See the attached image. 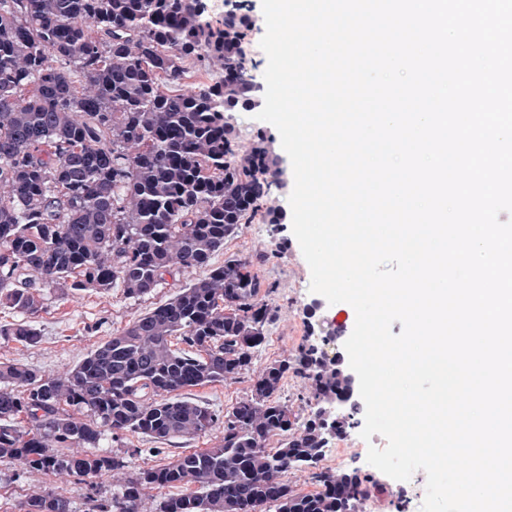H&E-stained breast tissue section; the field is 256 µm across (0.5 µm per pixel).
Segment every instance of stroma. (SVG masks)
<instances>
[{"mask_svg": "<svg viewBox=\"0 0 512 512\" xmlns=\"http://www.w3.org/2000/svg\"><path fill=\"white\" fill-rule=\"evenodd\" d=\"M253 108H237L225 119L243 146H251L258 136H265L269 147L278 151V184L268 200L270 209L282 215L281 223L257 217L242 225L238 234L228 239L222 252L216 253L210 266L222 265L226 256L235 255L252 262L254 272L271 287L269 303L277 309L274 321L267 326L265 341L255 359V369L270 362L287 359L303 342L317 344L327 355H344V344L352 333L356 315L346 303L329 304L320 294L311 292V271L292 231L289 196L293 189V172L286 152L277 148L280 135L270 123L257 120ZM210 266L166 277L149 295L132 299L123 289L106 292L72 291L67 296H47L44 308L34 325L41 341L27 347L0 340V362H20L38 374L54 376L73 367L91 350L110 336L121 333L149 310L172 298L191 280L204 278ZM251 394V381L242 378L234 383H207L191 390L196 401L224 410ZM364 413H357L345 438L331 441L323 450L319 469L332 472L358 470L371 477L379 491L378 512H421L425 496L426 474L416 471L409 480L398 481L383 474L367 462L369 446L384 447L386 440L373 435L363 440ZM223 436L222 429L180 438L161 444L149 437L125 433L119 438L104 435L103 451L124 457L125 472L133 476L140 471L164 464L174 456L212 447ZM43 490H53L70 497L74 512H96L94 504L112 496V475L99 473L78 484L73 479L53 475H32L20 464L0 458V512H16L17 503Z\"/></svg>", "mask_w": 512, "mask_h": 512, "instance_id": "35a3bbf8", "label": "stroma"}]
</instances>
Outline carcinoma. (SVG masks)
Returning a JSON list of instances; mask_svg holds the SVG:
<instances>
[{
    "mask_svg": "<svg viewBox=\"0 0 512 512\" xmlns=\"http://www.w3.org/2000/svg\"><path fill=\"white\" fill-rule=\"evenodd\" d=\"M239 26L233 13L209 19L205 0H0V306L22 316L0 324L1 340L39 344L50 291L119 286L139 299L208 265L256 216L279 223L267 207L277 158L262 140L240 150L224 121L252 91ZM216 69L180 91L191 71ZM263 287L229 256L57 376L0 363V458L78 481L112 472L99 512H141L145 490L188 484L199 491L156 512H359L376 489L367 475L314 472L306 494L282 480L317 467L327 430L343 437L352 415L326 414L345 378L311 344L253 369L272 321ZM290 371L315 405L303 420L278 397ZM248 374L251 397L222 413L185 396ZM220 425L218 444L130 478L123 458L80 452L106 432L167 443ZM20 512L73 510L46 490Z\"/></svg>",
    "mask_w": 512,
    "mask_h": 512,
    "instance_id": "carcinoma-1",
    "label": "carcinoma"
}]
</instances>
